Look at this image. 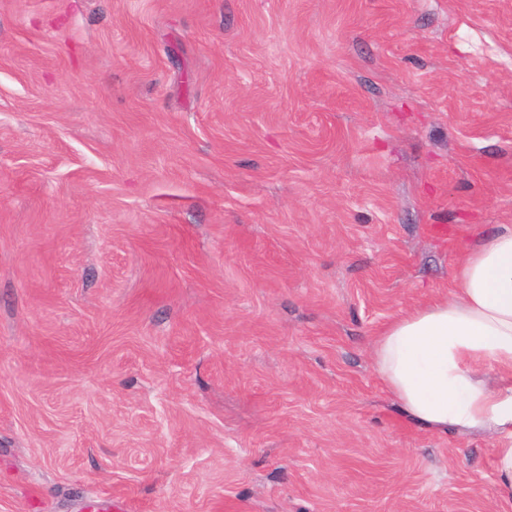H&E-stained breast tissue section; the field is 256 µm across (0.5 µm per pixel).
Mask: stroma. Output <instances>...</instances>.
<instances>
[{
    "label": "stroma",
    "instance_id": "35a3bbf8",
    "mask_svg": "<svg viewBox=\"0 0 512 512\" xmlns=\"http://www.w3.org/2000/svg\"><path fill=\"white\" fill-rule=\"evenodd\" d=\"M512 225V0H0V512H512L383 327Z\"/></svg>",
    "mask_w": 512,
    "mask_h": 512
}]
</instances>
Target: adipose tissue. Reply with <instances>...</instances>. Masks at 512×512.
Listing matches in <instances>:
<instances>
[{
    "mask_svg": "<svg viewBox=\"0 0 512 512\" xmlns=\"http://www.w3.org/2000/svg\"><path fill=\"white\" fill-rule=\"evenodd\" d=\"M372 361L409 422L438 432H493L500 440L495 490L512 499L511 225L461 254L448 297L387 324Z\"/></svg>",
    "mask_w": 512,
    "mask_h": 512,
    "instance_id": "ef3b65f1",
    "label": "adipose tissue"
}]
</instances>
